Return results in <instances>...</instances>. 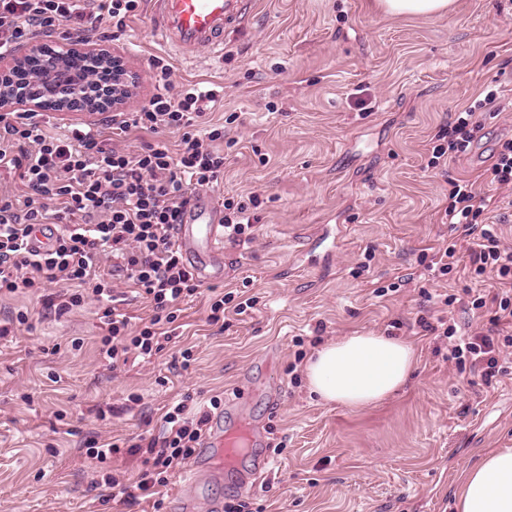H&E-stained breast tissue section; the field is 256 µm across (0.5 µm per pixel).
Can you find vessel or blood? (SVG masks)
Here are the masks:
<instances>
[{
    "label": "vessel or blood",
    "instance_id": "vessel-or-blood-1",
    "mask_svg": "<svg viewBox=\"0 0 512 512\" xmlns=\"http://www.w3.org/2000/svg\"><path fill=\"white\" fill-rule=\"evenodd\" d=\"M150 29L156 41L173 53L190 57L206 49L224 50V35L238 27L244 0H149ZM222 207L214 200H198L188 207L177 226L176 242L188 265L200 280L209 275L202 268V258H219L224 241L220 222ZM235 432L214 424L203 451L213 457L239 451Z\"/></svg>",
    "mask_w": 512,
    "mask_h": 512
}]
</instances>
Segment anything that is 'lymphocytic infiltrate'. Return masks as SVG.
<instances>
[{"instance_id":"obj_1","label":"lymphocytic infiltrate","mask_w":512,"mask_h":512,"mask_svg":"<svg viewBox=\"0 0 512 512\" xmlns=\"http://www.w3.org/2000/svg\"><path fill=\"white\" fill-rule=\"evenodd\" d=\"M143 0H0V56L30 41L66 37L89 41H118L127 31ZM110 21L111 33L100 30ZM151 65L157 91L132 112L109 117L112 140H104L92 125L80 124L54 137L44 130L39 112L0 113V171H17L26 188L23 203L0 194V293H32L42 307L63 316L94 300L104 305L108 333L101 339L103 354L113 365L130 356L151 359L170 340L169 327L181 302L195 296L199 283L185 265L174 241L181 215L200 191L217 186L224 175V155L211 144L221 129L205 117L219 101L215 89L175 87L170 66L156 56ZM498 92L483 96L451 115L434 136L429 167L464 154L481 135L482 112L494 107ZM179 136L177 151L161 141L131 151L121 141L133 131ZM512 189V138L501 140L491 162L475 179L452 183L446 218L458 237L434 254L440 275L465 271L473 280L467 306L488 328L467 336L457 333L451 317L420 318L427 335L446 338L448 359L458 369L479 375L492 385L506 375L507 351L512 348V247L505 246L493 225L480 223L492 190ZM258 196L224 201V234L237 244L257 238ZM42 224L58 230L43 251L29 240ZM56 284L47 292V284ZM150 298L153 314L142 328L132 329L126 307L131 293ZM184 403L169 406L161 438L129 444V453L142 455L136 487L151 494L166 483L169 473L191 458L209 422L208 412L189 418Z\"/></svg>"}]
</instances>
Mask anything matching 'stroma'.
Returning a JSON list of instances; mask_svg holds the SVG:
<instances>
[{"mask_svg":"<svg viewBox=\"0 0 512 512\" xmlns=\"http://www.w3.org/2000/svg\"><path fill=\"white\" fill-rule=\"evenodd\" d=\"M107 49L138 76L127 112L155 93V56L174 84L222 87L210 120L224 128L213 144L224 177L212 196L258 195V238L225 242L223 280L183 302L179 328L148 363L115 369L100 355L101 303L56 318L32 296H0V317L32 312L29 327L0 339V512H223L247 450L180 498L186 464L158 499L101 498L105 474L130 486L141 462H99L87 440L159 436L186 395L194 412L221 398L225 426L256 434L258 449L282 447L251 512H453L461 472L512 448V374L486 386L448 362L446 339L422 335L418 318L465 283L419 277L418 260L450 237V183L474 177L512 137V111L484 115L482 138L438 169L428 147L485 87L512 102V0H453L445 16L387 15L376 0H245L223 59L190 61L152 39L143 10ZM246 279L254 308L209 325L211 292ZM371 331L414 344L405 386L359 411L312 398L296 350Z\"/></svg>","mask_w":512,"mask_h":512,"instance_id":"35a3bbf8","label":"stroma"}]
</instances>
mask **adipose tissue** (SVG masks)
I'll return each mask as SVG.
<instances>
[{
    "mask_svg": "<svg viewBox=\"0 0 512 512\" xmlns=\"http://www.w3.org/2000/svg\"><path fill=\"white\" fill-rule=\"evenodd\" d=\"M415 362V347L407 340L355 333L316 350L305 374L311 393L321 401L363 410L396 394ZM455 512H512V448L487 451L464 470Z\"/></svg>",
    "mask_w": 512,
    "mask_h": 512,
    "instance_id": "1",
    "label": "adipose tissue"
}]
</instances>
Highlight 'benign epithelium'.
Wrapping results in <instances>:
<instances>
[{
  "label": "benign epithelium",
  "instance_id": "1",
  "mask_svg": "<svg viewBox=\"0 0 512 512\" xmlns=\"http://www.w3.org/2000/svg\"><path fill=\"white\" fill-rule=\"evenodd\" d=\"M41 43L36 41L18 53L0 57V67L10 71L20 67L33 55H41V73L26 78L21 88L0 84V112L23 108L27 112L44 109L54 102L61 112H106L123 103L133 87L134 72L126 65L113 66L114 56L86 41H69L49 54H40ZM81 55L94 60L97 67L77 78L67 69V60ZM107 72L110 84L101 92L100 77Z\"/></svg>",
  "mask_w": 512,
  "mask_h": 512
}]
</instances>
